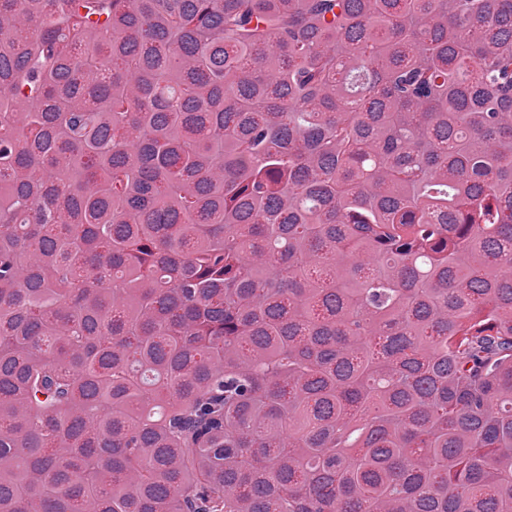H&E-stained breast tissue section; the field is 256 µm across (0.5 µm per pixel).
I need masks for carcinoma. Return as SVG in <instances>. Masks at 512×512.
<instances>
[{
	"mask_svg": "<svg viewBox=\"0 0 512 512\" xmlns=\"http://www.w3.org/2000/svg\"><path fill=\"white\" fill-rule=\"evenodd\" d=\"M0 512H512V0H0Z\"/></svg>",
	"mask_w": 512,
	"mask_h": 512,
	"instance_id": "cac0c4a2",
	"label": "carcinoma"
}]
</instances>
